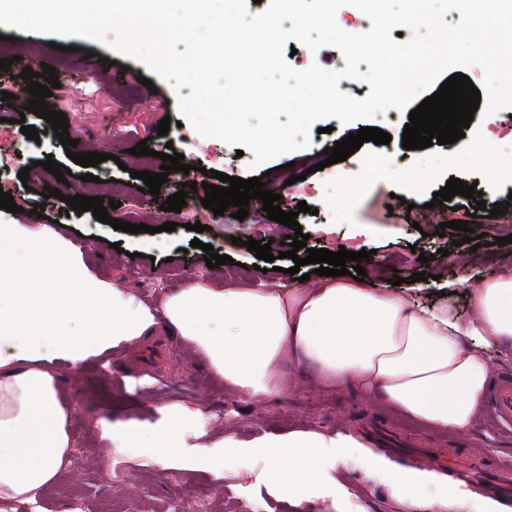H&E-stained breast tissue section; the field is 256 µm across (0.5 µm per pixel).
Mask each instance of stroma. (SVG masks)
I'll use <instances>...</instances> for the list:
<instances>
[{
	"label": "stroma",
	"instance_id": "35a3bbf8",
	"mask_svg": "<svg viewBox=\"0 0 512 512\" xmlns=\"http://www.w3.org/2000/svg\"><path fill=\"white\" fill-rule=\"evenodd\" d=\"M0 35L12 38L18 55L17 62L0 70V82L21 86L23 68L40 71L39 51L48 36L3 25ZM59 43L63 47L62 63L56 68L60 86L48 98V106L66 115L70 136L81 138L86 151L106 154L107 159L90 171L75 164L50 133L46 120L24 114L21 104L0 100V157L5 160L0 168V191L13 195L21 208L18 219L27 224L37 191L46 186L60 189V197L45 201V213L55 220L56 231L79 241L82 260L96 278L134 291L145 303L159 306L166 294L199 279L215 288L241 280L285 289L299 285V275L289 272L295 266L292 259L280 258L278 271L264 273L255 268V252L232 243L236 237L267 240L272 253H279L290 229L267 219L261 200H250L248 215L241 221L213 214L195 193L186 197L181 212L161 211V201L178 192L184 182H203L208 170L259 178L266 190L279 194V205L286 212L306 202L309 210L299 213L297 221L309 239L299 249V257H306L311 248L368 250L370 260L363 265L368 281L393 289L414 305L445 306L467 316L468 298L458 293L444 295L445 283L491 278L512 269V243L502 247L494 243L495 238L512 234L511 226L475 218L474 232L485 235L487 244L473 250L463 244L462 232L447 226L451 220H466L473 200L457 195L440 206L431 204L434 192L453 177L476 184L490 205L512 195V173L507 171L501 174L498 192L487 190V162L512 153V113L508 110L488 116L474 113L464 138L421 150L402 147L408 113L380 114L350 124L327 117L319 120L318 130L310 131L306 148L256 166L252 152L237 155L234 147L185 124L173 85L157 78L143 63L82 37H63ZM91 52L108 58L104 70L90 69L87 55ZM166 117L171 126L163 137L157 127ZM25 123L40 131L39 141L26 139L21 131ZM364 125L389 133L390 143L368 141L347 160L327 164V149ZM144 139L155 151L169 146L184 154L194 172L169 171L159 195L140 191L136 174L143 166L131 149ZM476 153L482 155V162L473 161ZM50 156L69 168L67 185H59L43 169V160ZM23 169L29 172V182L18 177ZM88 171L98 176L94 193L104 200L115 198L112 184L123 185L124 193L118 197L121 205L112 211V218L129 223L142 220L150 225V232L116 230L95 220L89 211L67 214L65 199L83 193L82 176ZM294 174L299 177L295 183L290 180ZM406 177L412 179L414 191L405 206L396 195ZM167 222L176 223V230L163 231ZM196 222L204 224L202 233L190 231V224ZM195 239L212 245L215 253L229 255L231 264L208 268L202 248L191 245ZM442 248L447 251L443 257L438 254ZM422 253L429 255V262H419ZM422 272L428 278L418 281L416 288L392 284L394 277L404 280ZM138 351L140 362L160 368L161 376H137L112 358L94 359L78 367L59 364V386L73 407L74 451L65 477L42 499L45 512H84L85 501L92 497L99 501L118 498L128 512H171L178 500L184 501L188 512H292L273 484L263 478L261 461L237 459L220 474L184 457L161 467L137 449L111 445L97 425L101 418L151 423L162 406L200 410L205 423L201 441L208 445L227 437L248 441L265 434L314 429L350 433L368 447L385 449L399 463L410 462L415 453L451 450L463 457L481 450L492 466L512 467V429L493 426L484 418L466 435L433 430L364 398L355 389H319L309 380L310 366L291 361L284 367L291 382L286 391L247 399L211 372L201 352L189 349L162 323L142 340ZM335 476L347 487L348 497L337 508L330 501L313 500L307 512H400L385 476L366 473L357 457L346 459ZM190 486L208 489L209 497L184 498Z\"/></svg>",
	"mask_w": 512,
	"mask_h": 512
}]
</instances>
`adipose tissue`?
I'll return each instance as SVG.
<instances>
[{"instance_id":"adipose-tissue-1","label":"adipose tissue","mask_w":512,"mask_h":512,"mask_svg":"<svg viewBox=\"0 0 512 512\" xmlns=\"http://www.w3.org/2000/svg\"><path fill=\"white\" fill-rule=\"evenodd\" d=\"M457 285L470 294L464 319L339 279L288 290H216L198 280L155 311L129 289L93 276L61 234L0 210V501L38 505L69 465L72 406L59 390L56 364L77 366L138 342L160 320L246 397L280 394L291 355L312 366L322 386H350L428 425L468 432L492 371L487 350L512 341V271ZM158 413L148 426L101 421L102 436L158 464L179 455L220 472L225 455L262 458L268 480L296 512L314 487L333 502L344 499L348 491L333 473L363 447L353 435L316 430L207 446L192 441L185 426L192 410ZM386 473L404 512H501L492 503L474 505L465 490L421 469Z\"/></svg>"}]
</instances>
